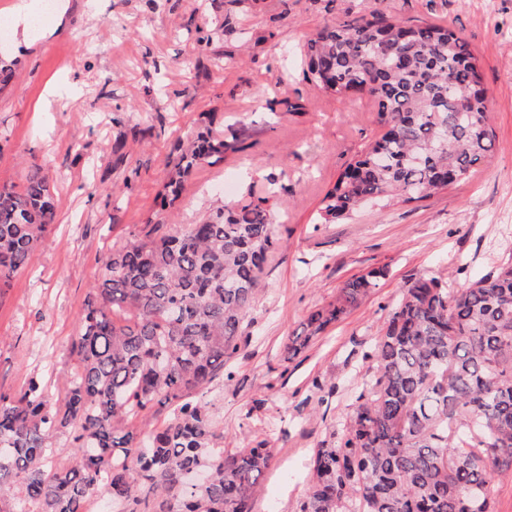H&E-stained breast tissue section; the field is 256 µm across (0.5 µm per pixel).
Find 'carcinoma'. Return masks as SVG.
Listing matches in <instances>:
<instances>
[{
  "label": "carcinoma",
  "instance_id": "1",
  "mask_svg": "<svg viewBox=\"0 0 512 512\" xmlns=\"http://www.w3.org/2000/svg\"><path fill=\"white\" fill-rule=\"evenodd\" d=\"M306 76L345 98L367 92L380 131L323 197L332 223L375 201H420L464 178L494 147L477 58L454 30L408 24L375 10L326 23L303 47ZM215 113L173 146L159 195L174 201L197 167L224 161L231 145ZM271 188L249 185L237 201L175 230L147 219L109 252L105 275L79 314V367L49 403L31 379L18 397L0 393V512H84L107 493L124 512H251L270 450L224 455L204 390L225 374L243 322L280 238ZM49 177L30 165L23 187L0 190V281L26 267L54 227ZM372 269L339 288L288 337L296 358L328 325L379 286ZM367 358L369 374L349 420L314 450L299 512H493L489 472L512 476V262L448 290L435 276L407 282ZM173 406L145 434L128 420L160 401ZM72 437L73 461L47 466L49 442Z\"/></svg>",
  "mask_w": 512,
  "mask_h": 512
}]
</instances>
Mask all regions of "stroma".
<instances>
[{
	"instance_id": "35a3bbf8",
	"label": "stroma",
	"mask_w": 512,
	"mask_h": 512,
	"mask_svg": "<svg viewBox=\"0 0 512 512\" xmlns=\"http://www.w3.org/2000/svg\"><path fill=\"white\" fill-rule=\"evenodd\" d=\"M48 18L10 31L0 57L16 60L0 88V189L21 188L29 165L44 168L58 201L54 229L30 264L0 284V392L42 378L50 403L77 367L71 344L108 249L147 218L196 224L213 202L237 200L254 172L272 176L280 245L228 359L235 377L204 394L224 432L225 453L264 442L273 459L252 512H298L311 456L348 418L368 352L405 283L424 274L467 285L512 259V0H225L236 27L214 40L224 54L194 49L211 0H56ZM459 32L487 89L495 148L447 190L419 202L369 206L321 223V201L378 131L364 96L339 99L304 73L307 36L373 9ZM299 104L296 112L287 103ZM216 112L232 148L200 166L180 198L156 196L177 137ZM121 153H114L116 140ZM385 269L378 288L296 358L285 345L309 314L354 275Z\"/></svg>"
}]
</instances>
